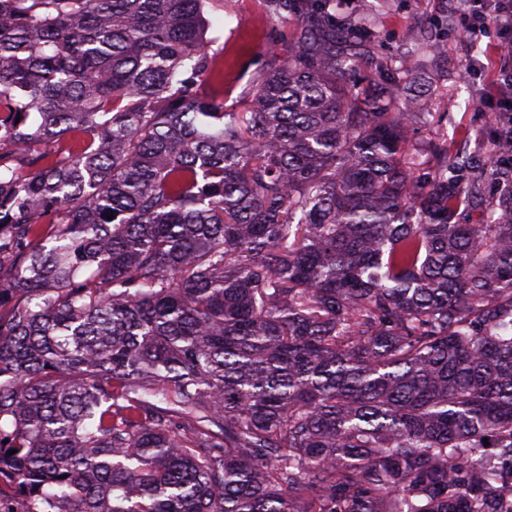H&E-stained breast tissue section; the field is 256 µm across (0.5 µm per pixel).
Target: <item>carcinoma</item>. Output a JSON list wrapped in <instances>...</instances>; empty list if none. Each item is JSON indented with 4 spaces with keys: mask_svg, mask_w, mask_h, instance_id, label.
<instances>
[{
    "mask_svg": "<svg viewBox=\"0 0 512 512\" xmlns=\"http://www.w3.org/2000/svg\"><path fill=\"white\" fill-rule=\"evenodd\" d=\"M263 3L300 31L234 112L207 0H0V481L18 512H512V116L450 155L407 56L357 77L373 20Z\"/></svg>",
    "mask_w": 512,
    "mask_h": 512,
    "instance_id": "cac0c4a2",
    "label": "carcinoma"
}]
</instances>
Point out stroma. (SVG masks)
Returning a JSON list of instances; mask_svg holds the SVG:
<instances>
[{
    "label": "stroma",
    "instance_id": "stroma-1",
    "mask_svg": "<svg viewBox=\"0 0 512 512\" xmlns=\"http://www.w3.org/2000/svg\"><path fill=\"white\" fill-rule=\"evenodd\" d=\"M229 2V8L208 10L206 16L211 22L209 37L217 38L223 48L224 104L234 108L252 74L264 65L277 23L266 16L262 0ZM448 5L449 0H339L338 10L371 15L386 47L416 49L413 74L400 78L399 87H423L415 109L440 115L435 130L447 134L453 148L464 140L472 144L478 140L480 116L489 110L485 96L491 72L486 65L497 54V39L461 40L457 16ZM434 36L445 43L438 55L424 49L428 38ZM468 58L483 63V70L466 73L464 61Z\"/></svg>",
    "mask_w": 512,
    "mask_h": 512
}]
</instances>
